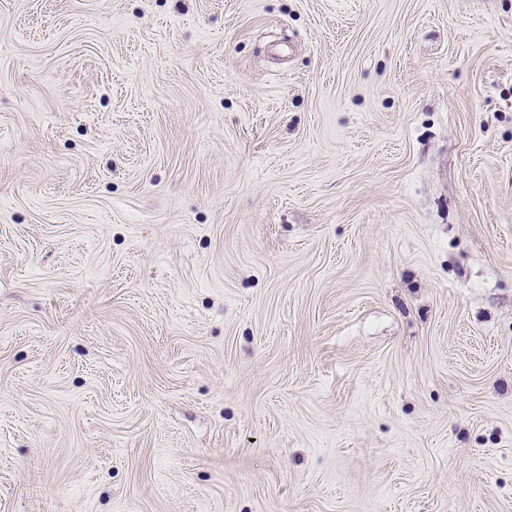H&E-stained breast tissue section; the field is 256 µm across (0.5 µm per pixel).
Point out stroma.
Segmentation results:
<instances>
[{
	"label": "stroma",
	"mask_w": 512,
	"mask_h": 512,
	"mask_svg": "<svg viewBox=\"0 0 512 512\" xmlns=\"http://www.w3.org/2000/svg\"><path fill=\"white\" fill-rule=\"evenodd\" d=\"M0 512H512V0H0Z\"/></svg>",
	"instance_id": "stroma-1"
}]
</instances>
